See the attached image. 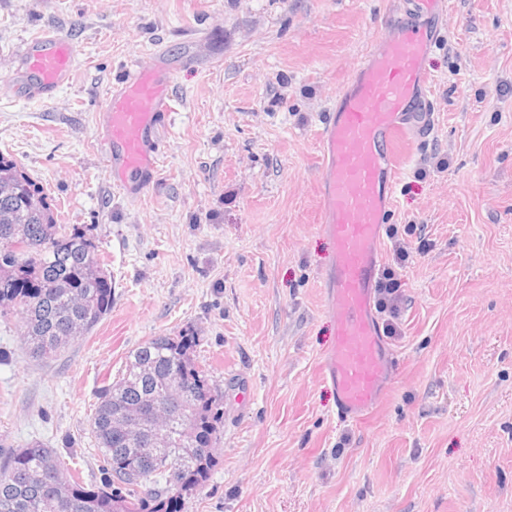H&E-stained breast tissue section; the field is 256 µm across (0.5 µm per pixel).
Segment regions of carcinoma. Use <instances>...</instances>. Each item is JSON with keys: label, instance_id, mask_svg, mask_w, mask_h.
Here are the masks:
<instances>
[{"label": "carcinoma", "instance_id": "cac0c4a2", "mask_svg": "<svg viewBox=\"0 0 512 512\" xmlns=\"http://www.w3.org/2000/svg\"><path fill=\"white\" fill-rule=\"evenodd\" d=\"M0 316L21 315L32 355L49 359L90 333L112 310V279L98 245L78 224H59L44 187L0 153ZM192 337L157 336L130 352L117 380L98 396L90 429L103 459L104 486L82 487L66 463L38 443L0 466V512H180L178 494L208 481L222 398L190 358ZM167 410L184 442L144 455L119 418Z\"/></svg>", "mask_w": 512, "mask_h": 512}]
</instances>
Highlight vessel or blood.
<instances>
[{
  "label": "vessel or blood",
  "mask_w": 512,
  "mask_h": 512,
  "mask_svg": "<svg viewBox=\"0 0 512 512\" xmlns=\"http://www.w3.org/2000/svg\"><path fill=\"white\" fill-rule=\"evenodd\" d=\"M444 10L445 0H413L405 19L376 41L323 124L322 228L336 243L326 279L336 341L324 358V374L346 419L369 415L394 371L374 308L383 218L393 203L395 147L426 122L423 65ZM18 57L19 90L38 100L51 99L67 84L75 63L73 43L52 30L26 40ZM168 87L162 67L130 66L107 92L109 173L128 194H139L155 178L160 133L172 110Z\"/></svg>",
  "instance_id": "b4317fda"
}]
</instances>
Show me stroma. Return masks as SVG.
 Wrapping results in <instances>:
<instances>
[{
  "label": "stroma",
  "mask_w": 512,
  "mask_h": 512,
  "mask_svg": "<svg viewBox=\"0 0 512 512\" xmlns=\"http://www.w3.org/2000/svg\"><path fill=\"white\" fill-rule=\"evenodd\" d=\"M427 60L434 130L396 148L383 269L400 286L395 377L337 415L320 133L405 0H0V152L94 238L112 310L58 357L0 317V445L52 448L87 487L98 393L157 336H192L224 395L204 487L181 512H512V0H445ZM70 37L53 99L15 91L21 42ZM165 63L173 112L137 196L106 167L99 112L127 66ZM407 257L399 259L395 248Z\"/></svg>",
  "instance_id": "35a3bbf8"
}]
</instances>
